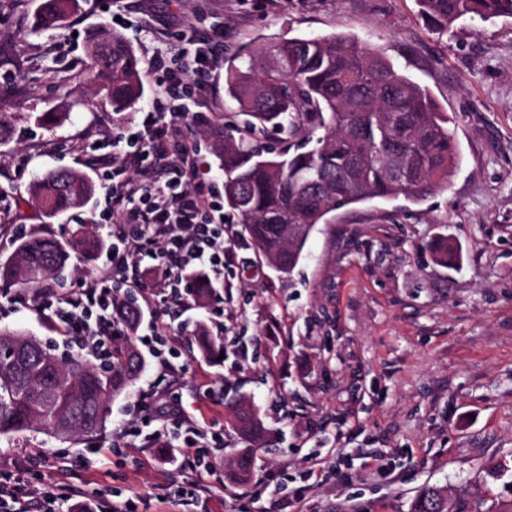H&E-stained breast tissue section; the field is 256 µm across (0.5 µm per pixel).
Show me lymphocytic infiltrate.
Returning a JSON list of instances; mask_svg holds the SVG:
<instances>
[{
    "label": "lymphocytic infiltrate",
    "instance_id": "1",
    "mask_svg": "<svg viewBox=\"0 0 512 512\" xmlns=\"http://www.w3.org/2000/svg\"><path fill=\"white\" fill-rule=\"evenodd\" d=\"M217 50L216 43L203 41L152 56L148 70L163 74L165 86L128 140L121 164L103 174L113 196L125 203L100 218L111 238L109 255L99 275L81 283L73 297L56 298L48 289L36 295L38 311L93 357H111L113 340L124 333L115 312L114 282L143 289L149 307L148 287L158 288L163 299L177 300L192 292L197 271L224 274V207L206 185L188 186L194 160L183 146L186 124L197 114V94ZM189 71L195 76L191 85L185 81ZM131 166L161 170L163 177L130 183L122 174ZM144 257L155 260L154 273L141 268ZM63 506L54 491L30 488L25 468L0 471V512H64Z\"/></svg>",
    "mask_w": 512,
    "mask_h": 512
}]
</instances>
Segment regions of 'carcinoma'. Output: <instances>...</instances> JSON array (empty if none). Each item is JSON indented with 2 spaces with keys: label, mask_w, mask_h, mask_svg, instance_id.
<instances>
[{
  "label": "carcinoma",
  "mask_w": 512,
  "mask_h": 512,
  "mask_svg": "<svg viewBox=\"0 0 512 512\" xmlns=\"http://www.w3.org/2000/svg\"><path fill=\"white\" fill-rule=\"evenodd\" d=\"M77 0H41L32 32L61 28ZM425 26L446 35L460 20L512 18V0H416ZM90 63L75 77L105 95L116 111L132 109L143 95L139 58L126 37L98 29L89 41ZM225 93L250 117L246 128L224 129V202L241 218L253 247L279 275H290L315 227L346 206L399 195L412 203L448 184L459 160L451 118L436 107L428 89L403 74L383 53L346 34L284 38L246 47L224 60ZM283 135L277 147L261 143L265 128ZM96 185L85 172L59 169L30 187L52 217L82 206ZM72 239L20 238L0 258V280L36 289L65 268ZM89 251L104 246L97 225L78 238ZM440 261L454 263L451 241L433 247ZM26 343V374L17 379L0 359V439L28 432L54 433L57 413L72 418L71 434L101 439L111 400L143 369L126 340L112 361L97 367L80 358L61 360L25 334L0 327V343ZM241 439L263 440L265 427L242 400L228 406ZM253 467L246 448L231 463L246 482ZM411 512H448L443 492L427 487Z\"/></svg>",
  "instance_id": "1"
}]
</instances>
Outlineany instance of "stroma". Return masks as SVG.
Segmentation results:
<instances>
[{"label":"stroma","mask_w":512,"mask_h":512,"mask_svg":"<svg viewBox=\"0 0 512 512\" xmlns=\"http://www.w3.org/2000/svg\"><path fill=\"white\" fill-rule=\"evenodd\" d=\"M39 3L0 0V112L13 128L0 143V224L23 236L71 234L114 208L101 174L160 93L159 76L143 75L142 99L116 112L82 81L59 90V77L87 65L99 26L126 36L150 27L133 43L144 65L161 42L223 32L185 138L196 179L216 192L224 168L214 143L245 121L224 94V59L269 37L344 33L377 46L453 117L462 160L420 204L376 199L333 212L283 278L225 211L224 244L240 262L225 267L217 297L156 306L184 371L172 376L146 358L110 404L105 443L30 433L0 441V467L25 462L38 489H76L71 512H98L106 491L137 494L138 512H411L428 486L444 492L449 512H512V19L468 20L439 38L415 0H77L51 36L31 31ZM44 112L68 119L49 132L36 121ZM58 168L87 172L96 191L49 217L29 186ZM441 237L457 244L458 264L435 260ZM13 290L0 281L1 327L85 357L34 305L12 303ZM219 319L224 356L209 359L196 338ZM172 389L205 431L224 436L208 505L161 485L165 448L183 447L182 433L156 438L153 410H131L135 398ZM240 395L267 430L245 484L231 475L245 443L226 407ZM125 425L138 431V452L118 445ZM500 463L509 470L497 478Z\"/></svg>","instance_id":"1"}]
</instances>
